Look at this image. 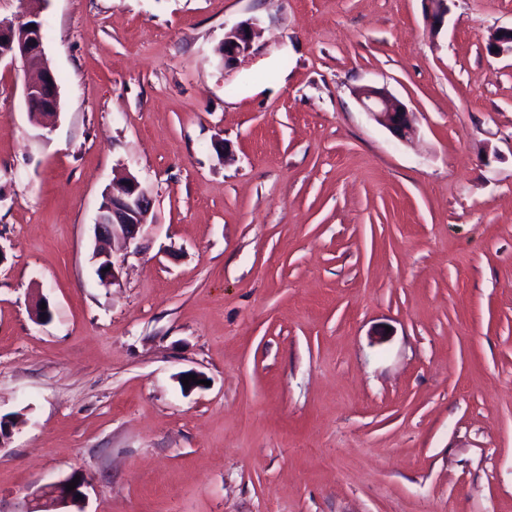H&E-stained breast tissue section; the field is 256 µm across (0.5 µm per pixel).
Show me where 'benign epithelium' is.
<instances>
[{"instance_id":"7a95c632","label":"benign epithelium","mask_w":512,"mask_h":512,"mask_svg":"<svg viewBox=\"0 0 512 512\" xmlns=\"http://www.w3.org/2000/svg\"><path fill=\"white\" fill-rule=\"evenodd\" d=\"M47 0H24L22 15L15 18L0 19V64L10 68L20 67L31 74L23 86V99L27 111L38 117V127L50 129L59 116V86L54 73L45 64V46L42 25L29 23L40 18ZM425 14L429 26L437 30L448 14L447 0H424ZM260 30L254 22H240L224 32L221 48L224 65L230 66L245 60L253 50L255 39ZM489 48L498 49L502 54L512 52V28L499 30L491 35ZM357 99L370 117L389 130L394 137L407 142L415 136L414 113L384 87L362 86L355 90ZM152 205V198L136 177L128 175L112 181L105 191L104 200L96 222V234L102 238L120 235L132 241L142 233L143 218ZM98 261L97 272L101 281L114 284L119 272L116 262L106 253H94ZM78 481L73 490L76 495H85L84 477L68 478L43 486L34 504L26 512H53L65 506L58 498L59 488L72 481Z\"/></svg>"}]
</instances>
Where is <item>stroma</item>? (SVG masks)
<instances>
[{"label": "stroma", "mask_w": 512, "mask_h": 512, "mask_svg": "<svg viewBox=\"0 0 512 512\" xmlns=\"http://www.w3.org/2000/svg\"><path fill=\"white\" fill-rule=\"evenodd\" d=\"M448 7L49 0L53 130L0 68V512L75 474L85 512H512V0ZM260 30L254 22H239L224 31V42L221 48L224 67L244 61L253 50L255 39L259 38ZM370 117L399 141L415 136L414 113L385 87L362 86L354 91ZM151 205V196L135 176L113 180L99 210L96 234L101 238L120 235L129 241L136 239L142 233L143 218Z\"/></svg>", "instance_id": "35a3bbf8"}]
</instances>
